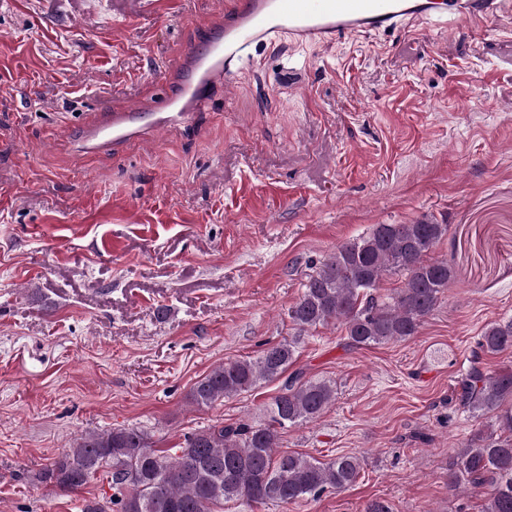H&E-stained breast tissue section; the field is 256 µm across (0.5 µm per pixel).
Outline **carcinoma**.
I'll return each instance as SVG.
<instances>
[{"label": "carcinoma", "instance_id": "1", "mask_svg": "<svg viewBox=\"0 0 512 512\" xmlns=\"http://www.w3.org/2000/svg\"><path fill=\"white\" fill-rule=\"evenodd\" d=\"M447 234L448 225L430 219L376 225L368 235L337 246L307 274L289 318L299 330L339 324L357 348L411 338L448 288V264L430 256ZM394 275L401 285L378 293L381 281ZM511 347L512 319L486 325L453 394L474 417L497 423L474 430L461 445L456 467L448 470L450 490L463 477L475 488H488L482 512H512V370L492 374L481 360ZM296 353L297 339L286 340L255 359L214 368L192 388L190 399L204 408L282 380L264 425L197 430L172 454L154 448L142 430L115 427L77 438L36 480L75 491L105 472L112 494L87 502L83 512H213L231 500L288 504L329 489L343 491L359 479L360 457L344 453L320 461L278 451L281 431L319 419L336 398L333 382L288 372Z\"/></svg>", "mask_w": 512, "mask_h": 512}]
</instances>
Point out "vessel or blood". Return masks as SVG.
I'll return each mask as SVG.
<instances>
[{
  "mask_svg": "<svg viewBox=\"0 0 512 512\" xmlns=\"http://www.w3.org/2000/svg\"><path fill=\"white\" fill-rule=\"evenodd\" d=\"M512 9V0H235L223 33L194 46L191 65L152 107L138 104L87 126L86 143L94 151L141 139L148 129L187 123L217 89L230 87L236 65L251 46L288 34L300 42L338 39L354 32H380L406 20L447 12L456 21L496 16Z\"/></svg>",
  "mask_w": 512,
  "mask_h": 512,
  "instance_id": "vessel-or-blood-1",
  "label": "vessel or blood"
}]
</instances>
